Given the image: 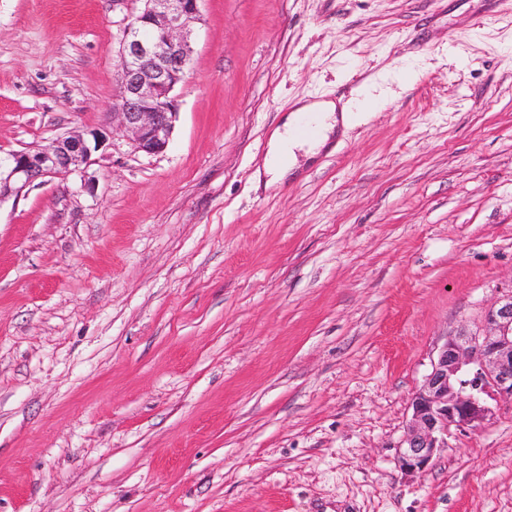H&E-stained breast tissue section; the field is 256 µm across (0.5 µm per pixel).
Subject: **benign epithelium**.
Wrapping results in <instances>:
<instances>
[{
    "label": "benign epithelium",
    "mask_w": 512,
    "mask_h": 512,
    "mask_svg": "<svg viewBox=\"0 0 512 512\" xmlns=\"http://www.w3.org/2000/svg\"><path fill=\"white\" fill-rule=\"evenodd\" d=\"M142 2L120 42V95L112 122L136 150L157 154L173 131L171 93L187 74L199 0ZM103 141V133L92 131L88 138L58 137L37 150L0 156V203L21 196L40 179L65 178L91 166ZM493 401H512V290L491 304L480 331L450 336L438 349L410 403L399 468L411 475L424 471L437 449L448 444L451 429L479 430L492 419Z\"/></svg>",
    "instance_id": "7a95c632"
}]
</instances>
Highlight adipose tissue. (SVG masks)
<instances>
[{
    "label": "adipose tissue",
    "mask_w": 512,
    "mask_h": 512,
    "mask_svg": "<svg viewBox=\"0 0 512 512\" xmlns=\"http://www.w3.org/2000/svg\"><path fill=\"white\" fill-rule=\"evenodd\" d=\"M306 113L315 114L318 121V132L309 139L301 138L296 133L297 122ZM347 124V112L338 111L334 102H303L295 106L270 136L268 151L262 161L266 175L265 188L280 185L293 174L297 151L302 150L308 157H316Z\"/></svg>",
    "instance_id": "ef3b65f1"
}]
</instances>
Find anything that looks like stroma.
I'll return each mask as SVG.
<instances>
[{"label":"stroma","mask_w":512,"mask_h":512,"mask_svg":"<svg viewBox=\"0 0 512 512\" xmlns=\"http://www.w3.org/2000/svg\"><path fill=\"white\" fill-rule=\"evenodd\" d=\"M167 148L112 129L138 0H0V512H512V402L409 476L447 337L512 289V0H199ZM350 106L255 189L296 101ZM58 137L37 150L13 151L0 156V204L18 198L45 177L65 178L95 164L94 153L102 147L104 135L92 131Z\"/></svg>","instance_id":"obj_1"}]
</instances>
